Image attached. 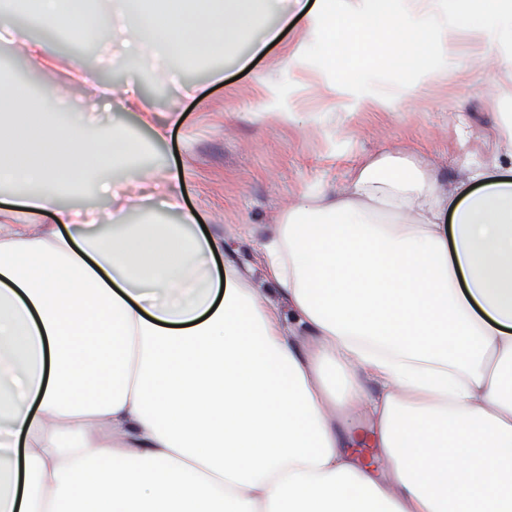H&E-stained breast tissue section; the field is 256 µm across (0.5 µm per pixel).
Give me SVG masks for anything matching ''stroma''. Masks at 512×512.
Instances as JSON below:
<instances>
[{"instance_id":"1","label":"stroma","mask_w":512,"mask_h":512,"mask_svg":"<svg viewBox=\"0 0 512 512\" xmlns=\"http://www.w3.org/2000/svg\"><path fill=\"white\" fill-rule=\"evenodd\" d=\"M33 36L50 39L71 74V107L93 113L97 126L134 125L123 99L106 84H124L128 57L96 49L84 73L73 76L67 56L71 40L43 27ZM255 34L238 35L225 55L185 66L170 60L183 88L143 86L158 112L178 107L181 122L166 141L139 129L141 164L181 165L184 204L195 209L207 231L224 237L225 256L240 265L254 253L281 213L303 193L344 186L366 159L407 151L431 162L442 184L475 160L490 172L512 164L497 149L512 117V94L487 92V73L475 60L478 43L459 36L452 58L430 53L426 68L401 73L380 57L359 58L351 44L334 53L313 51L303 22L286 30L262 56L250 57ZM296 55L294 67L284 60ZM249 56L247 67L237 66ZM298 112L302 122L285 121ZM467 137H460L459 128Z\"/></svg>"}]
</instances>
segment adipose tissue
I'll list each match as a JSON object with an SVG mask.
<instances>
[{
    "label": "adipose tissue",
    "mask_w": 512,
    "mask_h": 512,
    "mask_svg": "<svg viewBox=\"0 0 512 512\" xmlns=\"http://www.w3.org/2000/svg\"><path fill=\"white\" fill-rule=\"evenodd\" d=\"M475 2L353 0L339 18L224 0L215 21L212 0H36L29 16L146 63L224 52L245 29L260 51L295 13L406 72L451 29L497 60L512 0ZM0 26L41 100H64L51 45ZM31 99L0 83V181L23 189L0 208V512H512V174L469 164L443 189L416 155L369 160L282 214L255 257L269 295L252 268L215 264L224 239L182 208L180 169ZM90 163L103 224L61 202ZM356 417L383 474L348 448Z\"/></svg>",
    "instance_id": "obj_1"
}]
</instances>
